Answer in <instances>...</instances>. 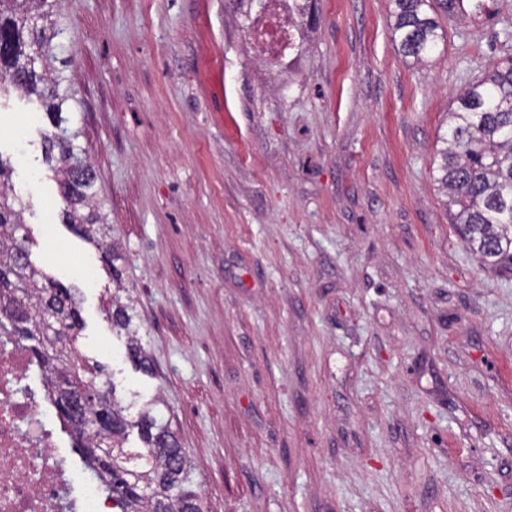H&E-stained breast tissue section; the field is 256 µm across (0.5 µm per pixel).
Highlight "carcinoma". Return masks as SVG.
Segmentation results:
<instances>
[{
  "mask_svg": "<svg viewBox=\"0 0 512 512\" xmlns=\"http://www.w3.org/2000/svg\"><path fill=\"white\" fill-rule=\"evenodd\" d=\"M58 0H0V93L13 89L35 95L55 132L44 135L45 158L61 188L63 221L102 250L112 278L120 279L114 244L94 202V171L75 152L62 128L68 96L51 61ZM392 38L399 54L417 62L432 56L446 38L442 19L479 10L481 0H392ZM288 12L298 35L309 24L311 0H289ZM38 19L30 29L26 21ZM44 55L34 56V48ZM436 181L446 191L450 223L484 265L512 271V59L471 84L448 112ZM12 166L0 158V333L21 336L32 358L47 375L59 418L82 448L85 461L107 478V490L119 512H203L198 494L186 487L188 459L171 421L147 402L136 419L97 379L103 372L84 363L72 345L83 328L72 289L36 267L17 232L21 211L12 197ZM116 335L127 336V355L136 369L155 375L137 332L133 308L116 295L106 309ZM137 433L141 447L126 442Z\"/></svg>",
  "mask_w": 512,
  "mask_h": 512,
  "instance_id": "cac0c4a2",
  "label": "carcinoma"
}]
</instances>
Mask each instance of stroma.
Returning <instances> with one entry per match:
<instances>
[{"instance_id":"1","label":"stroma","mask_w":512,"mask_h":512,"mask_svg":"<svg viewBox=\"0 0 512 512\" xmlns=\"http://www.w3.org/2000/svg\"><path fill=\"white\" fill-rule=\"evenodd\" d=\"M229 138L199 76L197 0H62L75 143L121 281L64 224L37 99L0 95L31 261L73 288L77 348L137 414L162 396L204 512H512V273L448 219L437 137L512 58V0L399 55L390 0H317L287 64L208 0ZM131 299L157 375L105 307Z\"/></svg>"}]
</instances>
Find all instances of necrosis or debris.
Here are the masks:
<instances>
[{
    "label": "necrosis or debris",
    "instance_id": "necrosis-or-debris-1",
    "mask_svg": "<svg viewBox=\"0 0 512 512\" xmlns=\"http://www.w3.org/2000/svg\"><path fill=\"white\" fill-rule=\"evenodd\" d=\"M251 37L281 62L296 47L288 0H263ZM42 371L21 342L0 335V512H116L91 468L62 450Z\"/></svg>",
    "mask_w": 512,
    "mask_h": 512
}]
</instances>
